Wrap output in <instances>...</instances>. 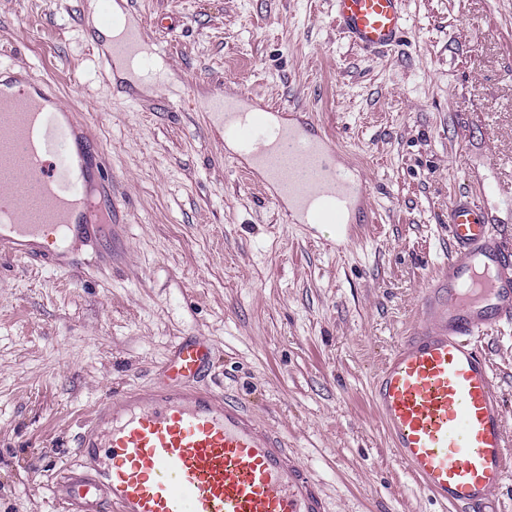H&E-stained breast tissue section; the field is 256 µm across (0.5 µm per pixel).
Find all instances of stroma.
<instances>
[{"label":"stroma","mask_w":512,"mask_h":512,"mask_svg":"<svg viewBox=\"0 0 512 512\" xmlns=\"http://www.w3.org/2000/svg\"><path fill=\"white\" fill-rule=\"evenodd\" d=\"M161 83L116 99L109 37L80 0H0V62L82 113L112 190V246L56 270L0 252V512H66L83 424L146 385L186 336L211 339L208 385L279 430L332 512H452L395 458L370 384L447 262L448 204L512 188V0H406L377 57L333 0H138ZM182 20L172 32L154 19ZM314 119L369 188V224H286L202 111L216 95ZM512 430V326L479 341Z\"/></svg>","instance_id":"35a3bbf8"}]
</instances>
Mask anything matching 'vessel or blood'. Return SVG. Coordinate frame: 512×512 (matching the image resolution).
<instances>
[{
	"label": "vessel or blood",
	"mask_w": 512,
	"mask_h": 512,
	"mask_svg": "<svg viewBox=\"0 0 512 512\" xmlns=\"http://www.w3.org/2000/svg\"><path fill=\"white\" fill-rule=\"evenodd\" d=\"M336 26L357 48L384 54L407 31L405 0H334ZM83 10L113 31L108 65L160 79L135 0ZM24 98L0 86V248L24 263L67 267L112 221L110 186L76 112L48 82L11 74ZM220 125L271 185L289 224H365L368 189L334 163L336 144L309 118L274 122L247 96L212 98ZM489 185L448 206L451 253L418 303L417 319L385 359L372 400L395 456L435 500L456 512H500L512 479V444L498 385L477 337L512 324V247L489 231L480 202ZM213 347L204 337L172 348L154 382L107 399L79 435L84 463L61 492L71 512H329L323 485L287 439L242 403L206 387Z\"/></svg>",
	"instance_id": "vessel-or-blood-1"
}]
</instances>
